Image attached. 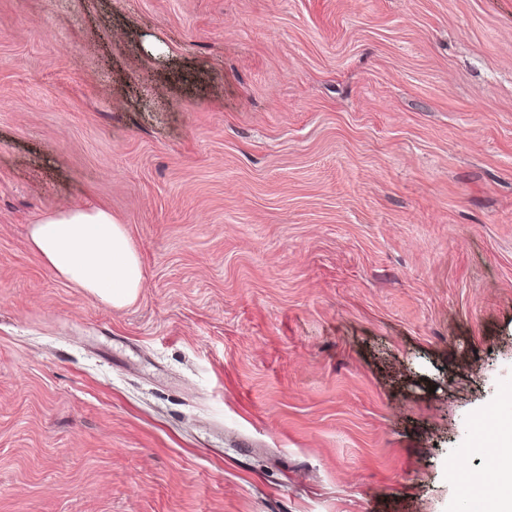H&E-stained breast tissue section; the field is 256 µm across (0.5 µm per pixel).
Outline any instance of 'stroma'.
Masks as SVG:
<instances>
[{
  "instance_id": "1",
  "label": "stroma",
  "mask_w": 512,
  "mask_h": 512,
  "mask_svg": "<svg viewBox=\"0 0 512 512\" xmlns=\"http://www.w3.org/2000/svg\"><path fill=\"white\" fill-rule=\"evenodd\" d=\"M510 390L512 0H0V512H458ZM29 243L54 275L120 308L145 286L138 252L124 224L103 206L62 209L31 224Z\"/></svg>"
}]
</instances>
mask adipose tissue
<instances>
[{
	"label": "adipose tissue",
	"instance_id": "ef3b65f1",
	"mask_svg": "<svg viewBox=\"0 0 512 512\" xmlns=\"http://www.w3.org/2000/svg\"><path fill=\"white\" fill-rule=\"evenodd\" d=\"M29 243L54 275L107 306L134 301L145 286L138 252L123 224L102 206L63 209L31 225ZM492 491L476 498L473 512H512V425L491 424Z\"/></svg>",
	"mask_w": 512,
	"mask_h": 512
}]
</instances>
